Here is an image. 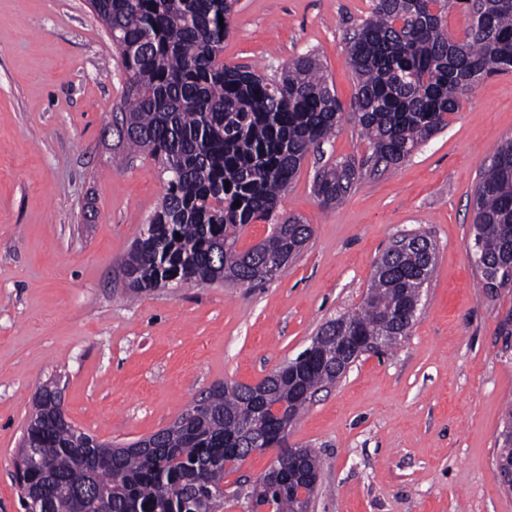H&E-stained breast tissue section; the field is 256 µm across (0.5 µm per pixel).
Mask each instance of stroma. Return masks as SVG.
Returning <instances> with one entry per match:
<instances>
[{
  "label": "stroma",
  "instance_id": "1",
  "mask_svg": "<svg viewBox=\"0 0 512 512\" xmlns=\"http://www.w3.org/2000/svg\"><path fill=\"white\" fill-rule=\"evenodd\" d=\"M373 0H236L224 62L271 77L319 57L354 109L348 41ZM127 72L88 0H0V512H24L14 458L33 397L57 379L65 414L125 444L173 423L220 381L252 385L358 306L379 255L422 232L436 265L409 336L362 355L319 391L288 441L321 459L309 512H512L496 435L512 402V287L490 293L471 259L473 192L512 137V72L461 98L446 128L400 165L322 206L317 171L362 161L343 120L311 150L276 214L313 234L276 278L169 283L127 296L119 265L160 204L157 162L124 161L115 127ZM277 449L224 476V512Z\"/></svg>",
  "mask_w": 512,
  "mask_h": 512
}]
</instances>
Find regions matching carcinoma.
I'll list each match as a JSON object with an SVG mask.
<instances>
[{
    "instance_id": "obj_1",
    "label": "carcinoma",
    "mask_w": 512,
    "mask_h": 512,
    "mask_svg": "<svg viewBox=\"0 0 512 512\" xmlns=\"http://www.w3.org/2000/svg\"><path fill=\"white\" fill-rule=\"evenodd\" d=\"M465 6L464 37L448 35L447 13ZM122 56L128 89L117 130L134 152L157 161L166 176L160 206L121 262L133 295L172 281L204 285L253 283L280 273L312 236L290 216L262 242L239 250L241 226L270 221L281 194L308 152L333 135L341 106L311 54L285 64L277 77L224 65L234 0H90ZM357 80L354 120L368 141L360 163L338 161L318 172L314 191L336 204L363 176L405 161L448 126L460 97L487 76L512 71V0H374L349 40ZM230 187H225V184ZM240 206H234L235 202ZM475 256L512 264V139L492 155L474 190ZM180 237H175V234ZM435 267V245L423 234L377 260L360 307L320 328L310 348L261 380L262 388L219 382L169 426L128 446L100 442L65 416L57 384H43L17 449L26 466L23 505L46 512H221L224 472L280 441L315 393L336 383V337L409 335ZM499 453L512 448V407L503 414ZM303 470L319 477L320 461L298 449ZM242 487L247 512H299L308 502L288 481V450Z\"/></svg>"
}]
</instances>
